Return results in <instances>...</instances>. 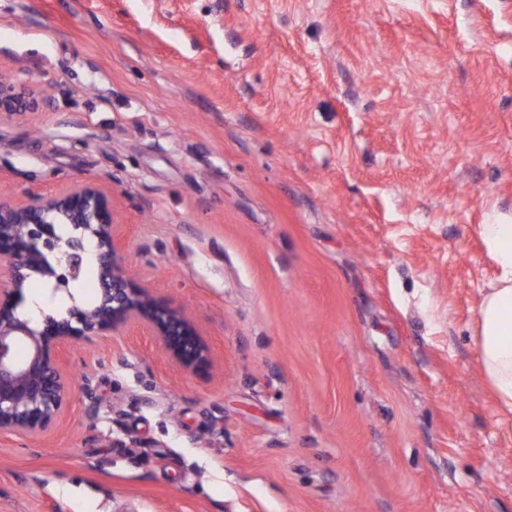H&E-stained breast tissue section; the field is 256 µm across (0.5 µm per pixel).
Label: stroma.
Masks as SVG:
<instances>
[{
	"label": "stroma",
	"mask_w": 512,
	"mask_h": 512,
	"mask_svg": "<svg viewBox=\"0 0 512 512\" xmlns=\"http://www.w3.org/2000/svg\"><path fill=\"white\" fill-rule=\"evenodd\" d=\"M0 195L82 181L209 349L69 341L0 512H512L472 340L512 221V0H0ZM26 304L73 297L39 276ZM29 108H31V100L27 96L25 87L0 83V119L2 116L22 115Z\"/></svg>",
	"instance_id": "35a3bbf8"
}]
</instances>
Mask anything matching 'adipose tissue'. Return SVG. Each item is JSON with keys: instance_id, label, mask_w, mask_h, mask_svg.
Here are the masks:
<instances>
[{"instance_id": "adipose-tissue-1", "label": "adipose tissue", "mask_w": 512, "mask_h": 512, "mask_svg": "<svg viewBox=\"0 0 512 512\" xmlns=\"http://www.w3.org/2000/svg\"><path fill=\"white\" fill-rule=\"evenodd\" d=\"M480 235L496 275L480 291L473 340L478 368L499 404V426L512 436V223L488 219Z\"/></svg>"}]
</instances>
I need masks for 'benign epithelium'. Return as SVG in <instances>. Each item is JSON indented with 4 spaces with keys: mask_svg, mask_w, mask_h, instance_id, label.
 Returning a JSON list of instances; mask_svg holds the SVG:
<instances>
[{
    "mask_svg": "<svg viewBox=\"0 0 512 512\" xmlns=\"http://www.w3.org/2000/svg\"><path fill=\"white\" fill-rule=\"evenodd\" d=\"M29 108L25 88L0 83L1 117ZM92 262L99 271L95 306L74 304L64 316L41 311L36 319L20 310L22 285L32 275L69 295ZM129 324L158 336L166 355L184 368L209 361L186 316L127 276L112 201L96 184L77 183L26 203L0 197V434L40 438L50 432L70 399V383L56 366L58 347Z\"/></svg>",
    "mask_w": 512,
    "mask_h": 512,
    "instance_id": "obj_1",
    "label": "benign epithelium"
}]
</instances>
